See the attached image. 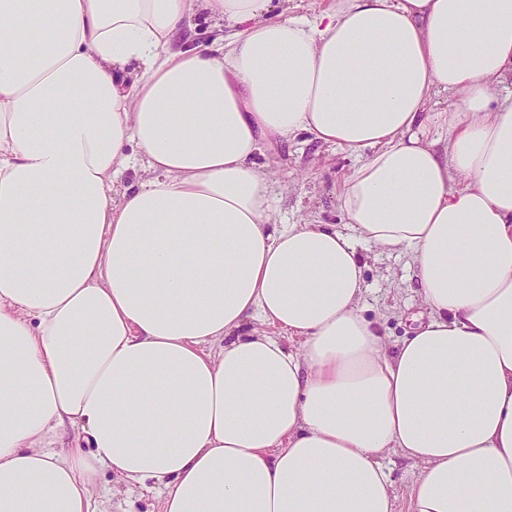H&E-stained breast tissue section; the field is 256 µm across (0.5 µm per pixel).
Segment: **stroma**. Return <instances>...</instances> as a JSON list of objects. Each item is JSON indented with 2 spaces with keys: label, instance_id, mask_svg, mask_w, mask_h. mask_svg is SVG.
Segmentation results:
<instances>
[{
  "label": "stroma",
  "instance_id": "1",
  "mask_svg": "<svg viewBox=\"0 0 512 512\" xmlns=\"http://www.w3.org/2000/svg\"><path fill=\"white\" fill-rule=\"evenodd\" d=\"M257 161L271 184L277 222L339 223L335 190L355 164L354 155L302 133L267 149ZM362 256L367 284L362 313L378 322L390 345H397L410 335L415 319L429 315L421 301L412 259L374 248L363 251ZM381 462L396 495L395 512H409V490L420 466L395 453L386 454ZM90 499L96 512H160L162 488L151 480L126 482L104 472L92 486Z\"/></svg>",
  "mask_w": 512,
  "mask_h": 512
}]
</instances>
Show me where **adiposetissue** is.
<instances>
[{
	"label": "adipose tissue",
	"mask_w": 512,
	"mask_h": 512,
	"mask_svg": "<svg viewBox=\"0 0 512 512\" xmlns=\"http://www.w3.org/2000/svg\"><path fill=\"white\" fill-rule=\"evenodd\" d=\"M268 2L0 0V512H91L104 471L394 512L391 451L410 512H512V0ZM200 16L228 36L173 47ZM302 132L359 159L341 224L272 217L256 158ZM371 246L430 311L391 352ZM379 461L384 465L396 495L395 512H408L409 490L417 479L421 467L395 453L386 454Z\"/></svg>",
	"instance_id": "1"
}]
</instances>
